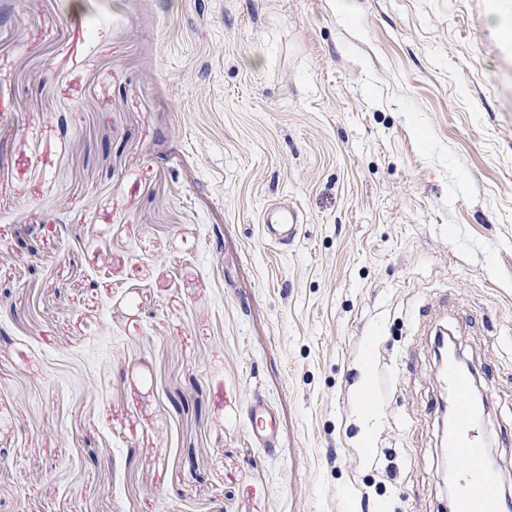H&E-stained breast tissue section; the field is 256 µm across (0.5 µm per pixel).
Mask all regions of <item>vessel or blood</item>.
Listing matches in <instances>:
<instances>
[{
	"instance_id": "obj_1",
	"label": "vessel or blood",
	"mask_w": 512,
	"mask_h": 512,
	"mask_svg": "<svg viewBox=\"0 0 512 512\" xmlns=\"http://www.w3.org/2000/svg\"><path fill=\"white\" fill-rule=\"evenodd\" d=\"M262 228L267 241L288 243L298 234L297 215L285 207L270 208L262 218ZM441 379L450 397L444 451L466 467L465 479L455 483L452 512H512L501 495L497 469L478 437L483 408L474 399L473 371L450 360L441 370Z\"/></svg>"
}]
</instances>
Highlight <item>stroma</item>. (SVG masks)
Here are the masks:
<instances>
[{
  "instance_id": "obj_1",
  "label": "stroma",
  "mask_w": 512,
  "mask_h": 512,
  "mask_svg": "<svg viewBox=\"0 0 512 512\" xmlns=\"http://www.w3.org/2000/svg\"><path fill=\"white\" fill-rule=\"evenodd\" d=\"M491 6L0 0V512H448L442 332L512 491ZM297 215L287 207H272L262 218L263 234L267 241L274 244H286L298 234Z\"/></svg>"
}]
</instances>
